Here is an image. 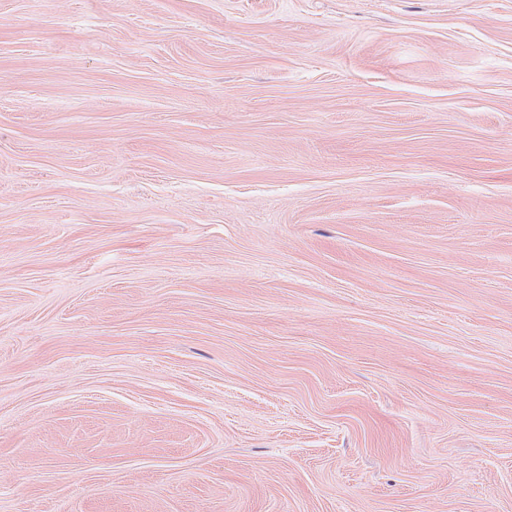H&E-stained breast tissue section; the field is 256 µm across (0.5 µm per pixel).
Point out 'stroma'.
Wrapping results in <instances>:
<instances>
[{
  "label": "stroma",
  "instance_id": "1",
  "mask_svg": "<svg viewBox=\"0 0 512 512\" xmlns=\"http://www.w3.org/2000/svg\"><path fill=\"white\" fill-rule=\"evenodd\" d=\"M0 512H512V0H0Z\"/></svg>",
  "mask_w": 512,
  "mask_h": 512
}]
</instances>
